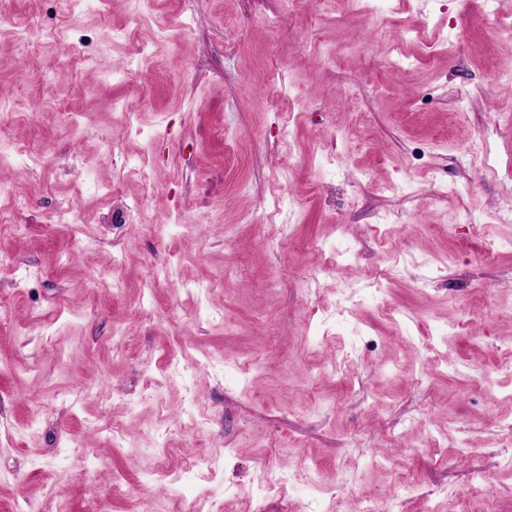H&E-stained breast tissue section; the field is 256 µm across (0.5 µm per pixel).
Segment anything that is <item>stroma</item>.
Segmentation results:
<instances>
[{
    "label": "stroma",
    "instance_id": "obj_1",
    "mask_svg": "<svg viewBox=\"0 0 512 512\" xmlns=\"http://www.w3.org/2000/svg\"><path fill=\"white\" fill-rule=\"evenodd\" d=\"M9 8L0 512H512V0Z\"/></svg>",
    "mask_w": 512,
    "mask_h": 512
}]
</instances>
